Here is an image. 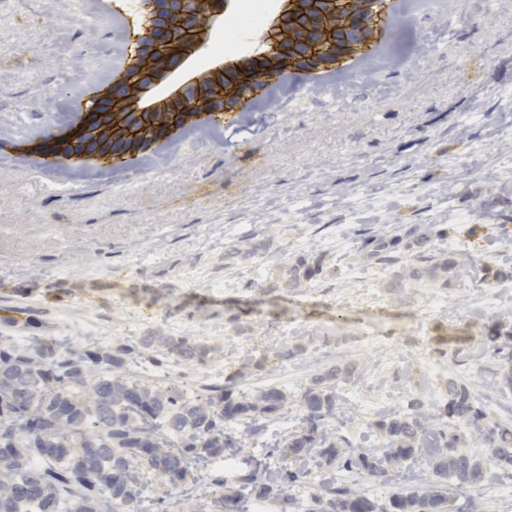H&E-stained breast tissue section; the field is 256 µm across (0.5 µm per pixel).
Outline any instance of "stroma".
Wrapping results in <instances>:
<instances>
[{"instance_id":"35a3bbf8","label":"stroma","mask_w":512,"mask_h":512,"mask_svg":"<svg viewBox=\"0 0 512 512\" xmlns=\"http://www.w3.org/2000/svg\"><path fill=\"white\" fill-rule=\"evenodd\" d=\"M44 12L53 27L39 25ZM386 31L366 72L314 83L296 71L251 95L235 128H188L162 158L113 175L60 165L42 179L0 155L1 320L28 310L35 335L65 350L87 346L86 322L113 349L161 330L209 358L154 349L127 359L126 375L187 397L283 391L233 467L218 456L198 472L204 485L239 489L254 461H280L302 394L332 368L340 396L387 390L395 412L417 401L440 420L453 379L482 395L485 425L512 426L495 352L512 344V280L498 276L512 268V0H402ZM126 41L97 0H0V132L47 136L110 83ZM481 202L487 240L454 221ZM410 224L450 225L435 248L465 256L455 278L411 284L409 254L365 259L370 238ZM250 243L259 257L242 256ZM301 260L320 269L305 286L316 299L282 277ZM353 263L364 279L342 281ZM435 296L447 309L419 322ZM284 344L297 351L285 362L272 353ZM379 423L340 400L329 429L339 447L376 448ZM451 512H512V475L453 491Z\"/></svg>"}]
</instances>
